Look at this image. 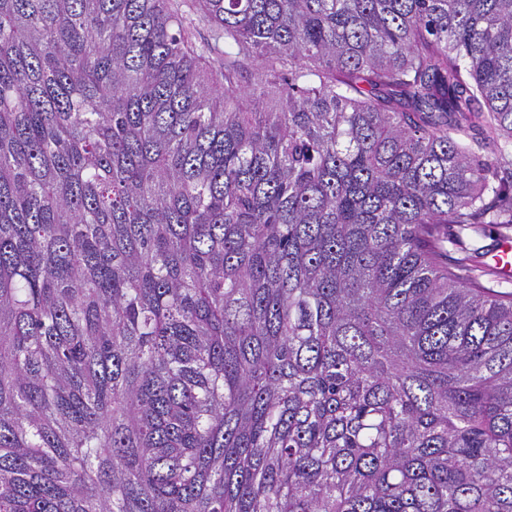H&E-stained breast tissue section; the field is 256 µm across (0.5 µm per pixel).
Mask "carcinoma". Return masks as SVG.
I'll return each mask as SVG.
<instances>
[{
	"mask_svg": "<svg viewBox=\"0 0 512 512\" xmlns=\"http://www.w3.org/2000/svg\"><path fill=\"white\" fill-rule=\"evenodd\" d=\"M198 2L0 0V512H512V0ZM505 233L512 236V228L506 229L504 224H477L469 229H461L457 224H450L448 254L453 258H463L475 251L478 252L476 255L479 256L477 261L480 268L476 273L485 274L481 271H493V275L486 274L481 280L495 290L512 292V239L503 237L500 240ZM490 254L493 267L504 276L497 274L490 266Z\"/></svg>",
	"mask_w": 512,
	"mask_h": 512,
	"instance_id": "carcinoma-1",
	"label": "carcinoma"
}]
</instances>
